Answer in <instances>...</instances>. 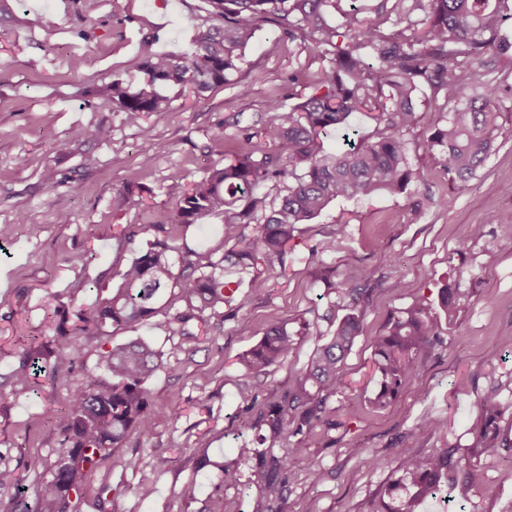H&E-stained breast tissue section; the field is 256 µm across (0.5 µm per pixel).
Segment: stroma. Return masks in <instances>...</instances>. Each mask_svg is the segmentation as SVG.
I'll use <instances>...</instances> for the list:
<instances>
[{
    "label": "stroma",
    "mask_w": 512,
    "mask_h": 512,
    "mask_svg": "<svg viewBox=\"0 0 512 512\" xmlns=\"http://www.w3.org/2000/svg\"><path fill=\"white\" fill-rule=\"evenodd\" d=\"M210 25L204 0H0V458L16 468L26 498L42 480L33 457L52 458L62 439L69 389L85 372L101 371V346L143 336L163 353L164 369L150 381L153 404L136 431L112 457L88 471L78 512H202L209 495L224 494L226 512H255V490L221 482L218 463H231L244 439V409L269 401L297 376L348 312L347 296L328 291L330 273L369 287L363 331L343 368V383L326 400L333 420L325 445L310 448L308 466L288 474V512H373L405 464L404 449L429 454L466 448L481 421L479 403L496 395V427L512 425V140L501 144L467 190L455 192L441 172L440 155L428 144L445 104L428 100L409 135L408 161L418 178L405 190L370 200H338L313 223L300 225L284 268L268 274L258 296L239 295L223 317L180 329L159 313L139 331L112 328L87 343L74 370L55 381L36 379L28 395L13 393L11 374L26 349L49 342L55 308L94 302L89 283L119 287L120 271L151 239L142 225L147 210L167 212L172 172L197 179L213 164L212 131L261 124L274 97L308 94L321 61L310 45L288 42L268 24L244 51L241 77L247 96L217 86L194 94L172 85L167 112L136 123L93 97L112 76L139 80L140 46L182 55L195 33ZM82 65L71 69L72 56ZM103 124L108 141H80L57 148L72 129ZM95 165H86V157ZM140 192L119 196L125 183ZM69 197L66 209L54 203ZM453 198L451 208L438 205ZM40 227L30 235L28 225ZM224 215L178 229L180 248H233L222 233ZM335 239L322 254V241ZM375 271L366 280V271ZM460 292L453 325L419 357L411 377L387 407L373 408L377 388L371 337L392 315L420 299L436 300L439 288ZM286 325L298 335L283 364L252 373L241 363L267 328ZM317 328L314 336L303 324ZM442 421L439 433L422 422ZM136 454L142 468L124 469ZM208 456L211 465L195 470ZM169 466L156 468L155 460ZM486 484L495 495L473 490L469 500L449 488L427 498L419 512H512V444L481 452ZM155 485L140 499L141 480ZM195 485L194 501L182 492ZM109 488V507L101 490Z\"/></svg>",
    "instance_id": "obj_1"
}]
</instances>
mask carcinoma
<instances>
[{
	"label": "carcinoma",
	"instance_id": "cac0c4a2",
	"mask_svg": "<svg viewBox=\"0 0 512 512\" xmlns=\"http://www.w3.org/2000/svg\"><path fill=\"white\" fill-rule=\"evenodd\" d=\"M205 2L216 24L198 34L190 52L158 54L146 41L137 62L141 84L135 88L114 75L95 94L133 123L147 113L169 110V98L162 93L169 83L197 94L231 86L245 96L248 84L239 77L242 53L265 23L275 25L291 42L312 45L322 61L317 82L288 112L272 101L273 115L256 131L245 126L228 140L224 126H218L212 150L224 157V163H214L189 183L179 172L169 177L166 193L173 201L172 212L151 214L141 225L154 231L155 239L120 272V288L71 313L54 310L59 316L54 348L25 351L12 374L18 395L27 393L40 375L52 380L71 370L86 343L107 326L139 329L162 309L174 306V319L185 326L232 302L234 286L246 285L252 295L264 291L267 278L257 265H285L297 225L313 220L337 199L405 189L415 178L405 134L418 123V98L441 97L449 106L430 146L439 147L442 171L460 192L468 189L498 140L512 138V128L499 122L501 93L512 86L505 78H484L475 65L488 52L512 64V31L502 29L504 22L512 21V0H381L375 17L362 20L356 10L343 11L341 0ZM338 13L344 18L341 23L335 20ZM389 21L396 26L404 23L406 29L387 33L384 24ZM362 112L371 115L377 131L374 138L357 141L353 117ZM328 131L338 133L347 148L324 153L321 135ZM109 135L102 125L83 126L73 129L70 140H105ZM266 187L276 191L274 204L250 240L241 227L257 221L256 212L266 200L261 190ZM217 209L224 213V239L238 250L216 260L211 249L182 252L173 244L168 226L197 224ZM175 252L187 286L168 296L166 289L177 287ZM327 287L344 291L355 305L366 293L364 288L349 287L346 277ZM458 297L456 288L439 290L438 306L450 320ZM361 333L359 313L346 314L288 388L258 410L252 404L246 408L245 427L255 435L236 448L235 466L223 465L221 471L225 481L236 484L240 467H248L262 512H288V472L307 462V449L320 443V427L328 415L325 396L342 383V366ZM440 334L432 303L420 300L394 315L386 330L372 338L378 373L375 407L396 399L416 359L436 344ZM295 347L294 334L273 324L242 362L259 373L287 361ZM162 357L141 338L113 344L102 353L104 373H86L66 396L63 439L54 460L30 461L32 468H43L49 477L33 502L16 501L19 512H77L83 471L111 457L150 411L149 380L160 369ZM481 412L483 422L473 429L472 447L493 448L499 443L496 396L483 398ZM285 430L296 441L279 454L266 442ZM403 453L407 459L402 474L388 485L387 501L378 512H415L443 484L466 500L481 484L476 465L457 448L428 455H412L405 448Z\"/></svg>",
	"mask_w": 512,
	"mask_h": 512
}]
</instances>
